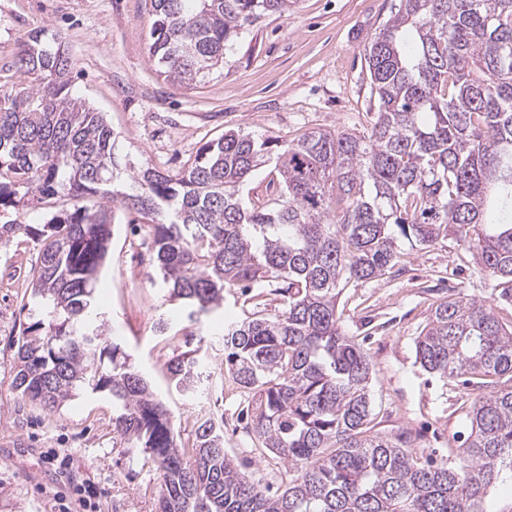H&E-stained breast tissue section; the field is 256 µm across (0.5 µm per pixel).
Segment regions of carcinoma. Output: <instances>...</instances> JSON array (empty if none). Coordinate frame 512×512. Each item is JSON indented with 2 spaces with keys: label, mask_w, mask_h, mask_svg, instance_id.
<instances>
[{
  "label": "carcinoma",
  "mask_w": 512,
  "mask_h": 512,
  "mask_svg": "<svg viewBox=\"0 0 512 512\" xmlns=\"http://www.w3.org/2000/svg\"><path fill=\"white\" fill-rule=\"evenodd\" d=\"M151 0L149 54L164 79L191 85L224 63L226 44L290 0ZM365 60L374 120L364 133L309 130L280 143L228 130L174 174L148 168L119 206L149 229L155 276L198 323L224 289H258L253 316L224 329V361L254 438L288 467L279 493L255 482L224 449V431L197 420L192 456L172 417L129 356L92 319L106 261L119 167L116 136L74 98L62 35L19 44L32 77L0 94V217L27 199L73 208L36 228L0 221V241L36 243L31 288L43 318L18 341L14 386L51 410L73 389L112 394V426L159 470L158 512H482L512 473V387L473 402L470 435L451 463L421 460L404 433L368 434L369 355L339 324L342 291L394 265L403 237L431 247L453 232L484 275L512 285V223L489 224V199L512 212V0H399ZM275 159L267 194L242 188ZM280 297L267 309L264 287ZM203 348L169 362L192 397ZM416 360L446 378L512 376V325L465 296L432 311Z\"/></svg>",
  "instance_id": "1"
}]
</instances>
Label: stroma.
<instances>
[{"instance_id":"obj_1","label":"stroma","mask_w":512,"mask_h":512,"mask_svg":"<svg viewBox=\"0 0 512 512\" xmlns=\"http://www.w3.org/2000/svg\"><path fill=\"white\" fill-rule=\"evenodd\" d=\"M396 0H299L295 8L258 19L230 42L224 63L202 81L179 86L159 77L148 52L151 0H0V87L22 81L18 45L34 34H62L72 57L70 90L114 130L124 164L116 190L138 189L134 171L178 172L207 141L240 130L285 141L304 131L369 129L375 100L364 55ZM37 259L23 235L0 244V512H58L77 488L98 492V512H157V466L112 430L109 392L77 390L46 412L14 387L17 338L41 313L28 272ZM149 242L117 214L108 260L95 284L97 310L108 343L120 345L169 409L177 442L191 447L197 419L224 422V448L262 485L285 488L288 470L243 430V398L229 386L216 333L243 320L253 307L239 289L206 325L210 362L198 399L177 392L169 361L186 349L189 326L160 282L150 280ZM144 277V296L132 300L131 275ZM483 276L456 236L425 248L401 241L395 266L382 277L345 288L340 325L369 355L370 428L382 435L408 432L417 456L453 460L468 431L465 413L486 394L480 379L468 386L423 370L415 340L436 302L461 294L493 308L512 324V298ZM168 321L159 334V321ZM59 455L58 464L48 458Z\"/></svg>"}]
</instances>
